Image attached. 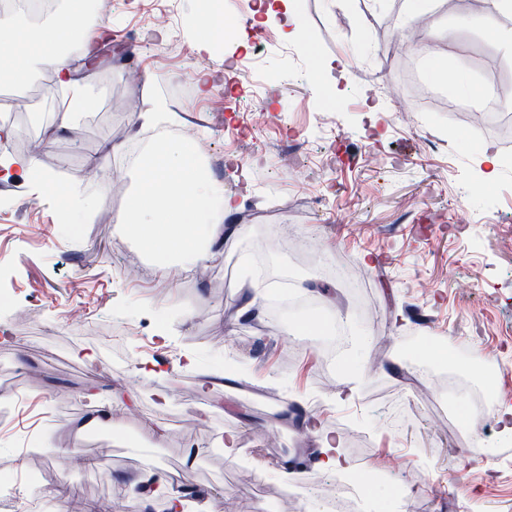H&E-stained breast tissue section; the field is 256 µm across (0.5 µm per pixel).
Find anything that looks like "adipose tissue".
I'll use <instances>...</instances> for the list:
<instances>
[{
    "mask_svg": "<svg viewBox=\"0 0 512 512\" xmlns=\"http://www.w3.org/2000/svg\"><path fill=\"white\" fill-rule=\"evenodd\" d=\"M84 2L71 0L61 19L36 33L19 27L12 16L0 17V43L13 47L11 54L0 57V77L22 87L32 80L35 63L51 67L57 84L72 92V106L60 118L64 125L90 104L68 62L71 54L89 56L94 52L93 45L81 36L86 27ZM136 171L138 187L117 216L126 234L135 238L163 271L174 265L187 271L213 256L223 221L237 211L238 204L206 174L197 149L185 139L159 135L142 155Z\"/></svg>",
    "mask_w": 512,
    "mask_h": 512,
    "instance_id": "adipose-tissue-1",
    "label": "adipose tissue"
}]
</instances>
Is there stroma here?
Masks as SVG:
<instances>
[{"label": "stroma", "instance_id": "35a3bbf8", "mask_svg": "<svg viewBox=\"0 0 512 512\" xmlns=\"http://www.w3.org/2000/svg\"><path fill=\"white\" fill-rule=\"evenodd\" d=\"M168 5L188 21L203 11L201 0H114L100 21L115 53L70 57L95 108L51 134L70 92L23 93L0 137V154L17 156L24 138L43 140V171L96 202L76 216V234L57 196L23 173L0 177V291L11 296L0 307V392L25 397L0 420V512H26L35 493L38 512H134L130 483L146 472L192 488L194 512H233L254 469L264 486L245 512L274 498L279 512H300L304 499L317 510L315 490L334 472L310 464L294 483L280 476L284 460L318 445L304 410L346 462L395 454L370 493L406 488L398 512H512V437L494 409L467 428L464 396L440 379L457 362L489 371L512 406V143L477 113L454 111L460 94L421 51L433 45L444 68L512 93V52L484 36L485 0H434L416 15L405 0H338L332 10L299 0L301 37L288 38L281 17L263 28L278 46L263 52L269 78L258 84L234 65L258 30L243 28L246 48L201 52L191 33L154 36L147 13ZM321 59L339 60L335 84L316 82ZM132 65L140 84L126 79ZM218 88L228 102L219 114ZM157 100L166 127L192 126L205 157L222 154L208 170L239 204L235 236L190 271H160L116 224L129 167L110 169L117 197L87 174L102 146L144 141L136 117ZM257 107L267 119L254 134L246 124ZM485 144L504 160L487 187ZM303 239L316 254L297 248ZM263 250L317 287L310 308L279 313L261 293L237 316L231 283ZM320 258L352 270V285L320 276ZM73 312L94 329L70 326ZM336 321L346 336L331 357L325 327ZM118 328L127 335L116 342ZM96 404L111 405L110 419L83 428Z\"/></svg>", "mask_w": 512, "mask_h": 512}]
</instances>
